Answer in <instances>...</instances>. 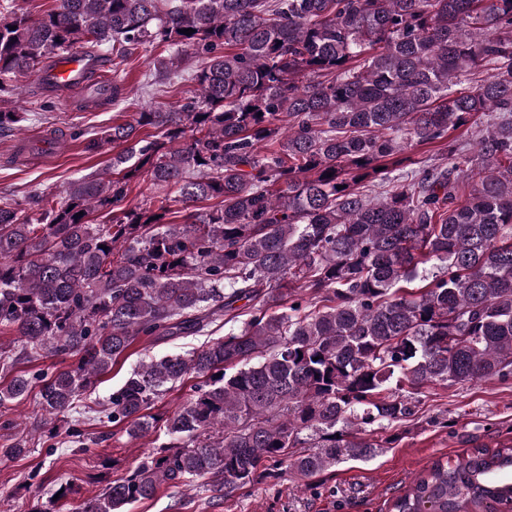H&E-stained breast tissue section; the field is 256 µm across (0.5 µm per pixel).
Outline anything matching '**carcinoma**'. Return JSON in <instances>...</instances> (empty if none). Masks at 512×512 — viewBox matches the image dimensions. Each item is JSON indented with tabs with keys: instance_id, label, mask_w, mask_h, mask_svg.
<instances>
[{
	"instance_id": "cac0c4a2",
	"label": "carcinoma",
	"mask_w": 512,
	"mask_h": 512,
	"mask_svg": "<svg viewBox=\"0 0 512 512\" xmlns=\"http://www.w3.org/2000/svg\"><path fill=\"white\" fill-rule=\"evenodd\" d=\"M105 45L122 63L168 50L154 83L188 55L203 67L183 104L87 141L120 148L117 176L0 202V331L17 336L0 360L78 357L41 377L39 428L136 340L228 331L112 392V424L155 434L154 450L83 512L199 479L222 497L266 462L304 477L367 462L398 441L373 432L415 418L425 387L512 378V0H55L37 18L0 0V131L25 120L3 106L17 77ZM480 112L468 154L448 132ZM427 144L441 155L405 170ZM140 182L154 194L130 206ZM191 374L206 388L152 413ZM31 388L14 376L0 407ZM511 471L512 445L477 446L392 509L492 512Z\"/></svg>"
}]
</instances>
